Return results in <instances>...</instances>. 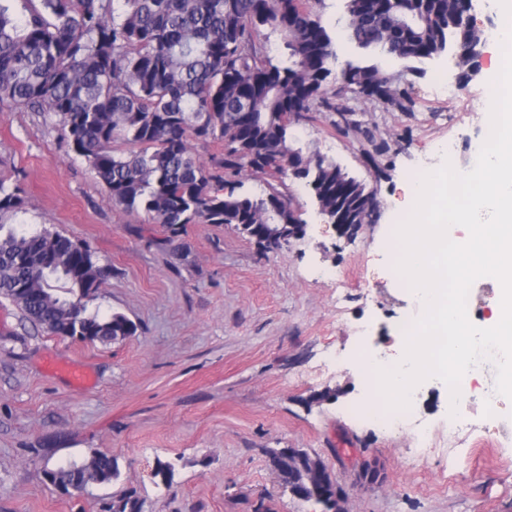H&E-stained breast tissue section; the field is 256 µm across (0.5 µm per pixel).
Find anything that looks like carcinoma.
<instances>
[{
  "instance_id": "carcinoma-1",
  "label": "carcinoma",
  "mask_w": 512,
  "mask_h": 512,
  "mask_svg": "<svg viewBox=\"0 0 512 512\" xmlns=\"http://www.w3.org/2000/svg\"><path fill=\"white\" fill-rule=\"evenodd\" d=\"M0 0V108L24 107L61 117L62 138L112 195L155 224L253 225L304 220L294 197L278 189L286 176L309 188L320 214L338 224H368L377 189L336 162L295 144L291 129L315 112H333L336 128L375 142L373 129L352 121L351 102L368 99L411 112L413 79L424 65L448 59L458 84L479 71L470 51L484 30L466 27V0H345L347 38L366 59L336 67V43L314 3L320 0H25L17 19ZM280 36L288 54L270 56L261 31ZM400 63L389 71L370 60ZM220 140L212 170L193 158L189 139ZM118 139L135 146L115 153ZM248 169L266 192H238ZM19 185L0 178V217L23 207ZM109 269L94 252L59 232L16 231L0 223V296L57 336L107 344L135 332L123 314L90 312L83 299ZM320 458L305 454L288 478L310 487ZM52 486L109 484L116 460L43 463Z\"/></svg>"
}]
</instances>
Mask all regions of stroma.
Wrapping results in <instances>:
<instances>
[{
    "label": "stroma",
    "mask_w": 512,
    "mask_h": 512,
    "mask_svg": "<svg viewBox=\"0 0 512 512\" xmlns=\"http://www.w3.org/2000/svg\"><path fill=\"white\" fill-rule=\"evenodd\" d=\"M502 50L482 48L479 75L453 102L432 91L441 61L416 79L410 112L362 100L360 120L375 125L390 152L339 132L335 114L294 127L299 146L326 153L375 187L377 219L349 239L321 215L308 188L285 180L306 222L304 237L261 250L231 224H188L178 235L142 211L113 202L88 163L61 136L51 112L0 109V176L19 184L24 207L14 223L47 228L88 245L109 277L90 307L131 320L132 336L107 345L48 334L0 298V512H323L281 488L273 448L318 455L343 486L347 512H512V406L486 394L495 370L474 375L454 446L442 442L453 420L448 388L425 380L409 428L383 432L353 417L383 406L359 369L361 354L392 353L393 327L422 309L397 274L395 227L411 214L405 188L421 171L451 163L469 170L490 132L486 86ZM440 142L451 153L436 151ZM386 167L378 178V167ZM334 269L344 287L322 278ZM77 368L89 376L75 384ZM335 390V400L309 403ZM429 430L415 461V426ZM116 458L118 482L64 494L47 483L44 460ZM173 477L162 483L158 463ZM381 473L357 481L361 463Z\"/></svg>",
    "instance_id": "1"
}]
</instances>
